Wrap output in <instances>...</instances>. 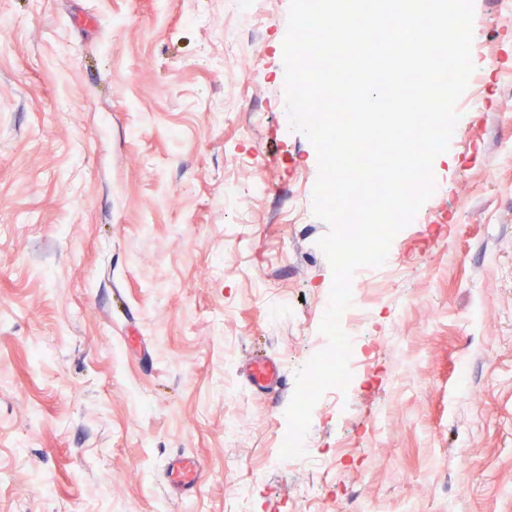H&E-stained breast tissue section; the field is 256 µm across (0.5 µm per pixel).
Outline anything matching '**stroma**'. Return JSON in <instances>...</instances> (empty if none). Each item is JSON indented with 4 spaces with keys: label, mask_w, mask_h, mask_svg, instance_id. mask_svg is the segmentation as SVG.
Masks as SVG:
<instances>
[{
    "label": "stroma",
    "mask_w": 512,
    "mask_h": 512,
    "mask_svg": "<svg viewBox=\"0 0 512 512\" xmlns=\"http://www.w3.org/2000/svg\"><path fill=\"white\" fill-rule=\"evenodd\" d=\"M289 4L241 28L230 0H0V512H225L243 479L250 512H305L319 479V512H512L501 0H473L495 61L474 60L483 93L374 274L370 364L313 409L322 469L267 462L333 285L317 153L286 105ZM257 352L281 395L247 386ZM183 456L206 473L188 497L163 478Z\"/></svg>",
    "instance_id": "obj_1"
}]
</instances>
